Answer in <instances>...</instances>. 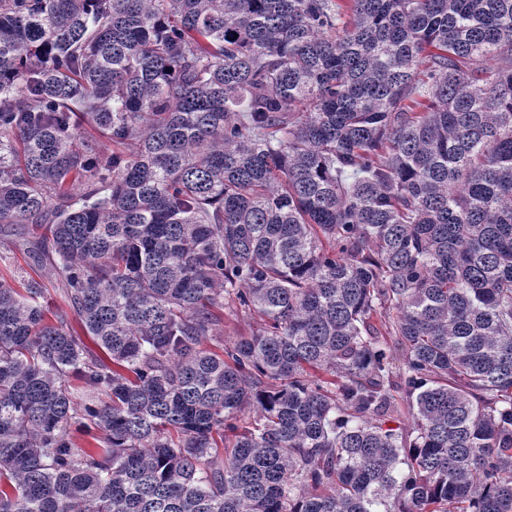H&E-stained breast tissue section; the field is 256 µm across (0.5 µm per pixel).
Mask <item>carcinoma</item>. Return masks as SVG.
Here are the masks:
<instances>
[{
	"instance_id": "cac0c4a2",
	"label": "carcinoma",
	"mask_w": 512,
	"mask_h": 512,
	"mask_svg": "<svg viewBox=\"0 0 512 512\" xmlns=\"http://www.w3.org/2000/svg\"><path fill=\"white\" fill-rule=\"evenodd\" d=\"M0 224V512H512V0H0ZM29 229H31L30 224H8L1 226L0 255L2 259L0 260V277L3 275L13 284H16L15 278L16 280L22 277L37 280L45 287L44 298L40 299L41 303L51 312L57 309L69 312L67 304L61 297L58 288H56L55 276L51 271V267L48 265L41 268L34 267L19 250L18 244L24 236H28L27 232ZM262 323V319L257 314L245 315L238 320L221 321L219 327H217L218 336L208 337L205 346L222 354L224 345H233L240 336L251 333L252 330L259 328Z\"/></svg>"
}]
</instances>
